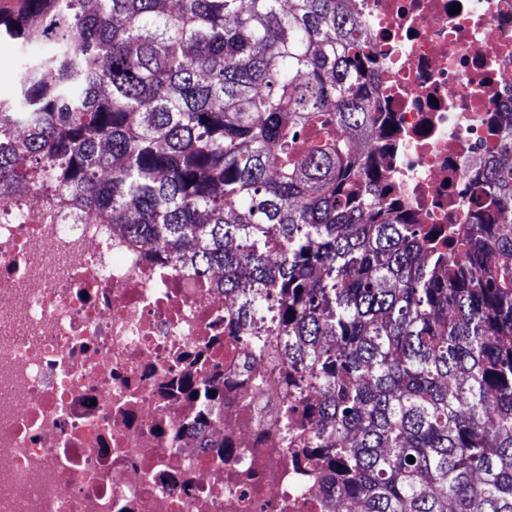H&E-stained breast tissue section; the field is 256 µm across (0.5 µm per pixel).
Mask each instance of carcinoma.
<instances>
[{
	"instance_id": "obj_1",
	"label": "carcinoma",
	"mask_w": 512,
	"mask_h": 512,
	"mask_svg": "<svg viewBox=\"0 0 512 512\" xmlns=\"http://www.w3.org/2000/svg\"><path fill=\"white\" fill-rule=\"evenodd\" d=\"M87 2L0 7V42L48 46L0 98V202L32 187L222 270L229 341L248 369L276 344L284 413L307 414L283 437L331 512H512V132L498 223L428 234L356 153L374 97L349 0Z\"/></svg>"
}]
</instances>
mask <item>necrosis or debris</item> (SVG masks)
Segmentation results:
<instances>
[{"label":"necrosis or debris","instance_id":"1","mask_svg":"<svg viewBox=\"0 0 512 512\" xmlns=\"http://www.w3.org/2000/svg\"><path fill=\"white\" fill-rule=\"evenodd\" d=\"M352 9L387 208L429 230L489 223L483 174L512 125V0ZM226 331L217 277L42 192L0 203V512H328L276 435V362L242 376Z\"/></svg>","mask_w":512,"mask_h":512}]
</instances>
